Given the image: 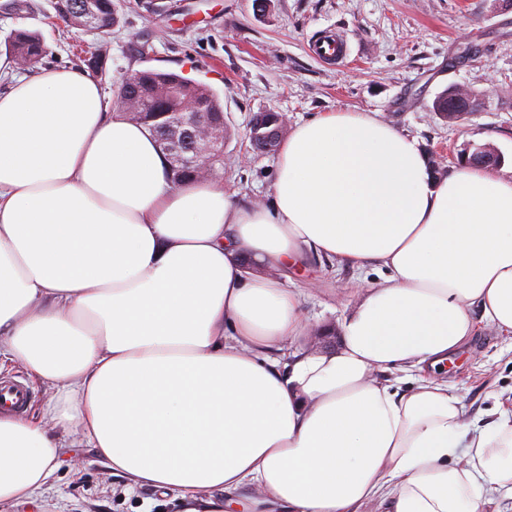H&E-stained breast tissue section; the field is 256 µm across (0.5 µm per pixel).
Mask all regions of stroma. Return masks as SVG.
<instances>
[{
    "instance_id": "stroma-1",
    "label": "stroma",
    "mask_w": 512,
    "mask_h": 512,
    "mask_svg": "<svg viewBox=\"0 0 512 512\" xmlns=\"http://www.w3.org/2000/svg\"><path fill=\"white\" fill-rule=\"evenodd\" d=\"M30 3L24 15L0 11V54L11 31L36 29L48 48L38 71L86 72L90 53L102 51L98 82L107 101H114L125 75L142 69L175 72L214 89L229 131L216 179L244 200H272L278 155L257 151L249 138L253 116L266 111L285 117L287 135L326 112H368L416 138L440 173L480 146L498 150L502 174L512 173V4L506 0H267L261 10L254 0H115L120 19L103 36L59 20L53 0ZM338 33L349 47L342 63L312 53L316 40ZM459 85L479 91L480 104L451 123L435 102ZM287 275L309 321L296 344L310 353L340 348V325L359 300V286L379 280L315 254ZM439 378L468 414L489 408L492 395L512 390V335L480 323ZM92 458L89 449H67L55 492L41 508L18 512H177L160 492H126L123 480Z\"/></svg>"
}]
</instances>
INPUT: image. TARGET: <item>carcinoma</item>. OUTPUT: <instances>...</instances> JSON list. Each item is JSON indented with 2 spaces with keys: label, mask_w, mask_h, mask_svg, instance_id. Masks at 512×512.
<instances>
[{
  "label": "carcinoma",
  "mask_w": 512,
  "mask_h": 512,
  "mask_svg": "<svg viewBox=\"0 0 512 512\" xmlns=\"http://www.w3.org/2000/svg\"><path fill=\"white\" fill-rule=\"evenodd\" d=\"M56 14L66 13L83 22V30L104 34L118 22L117 6L114 0H54ZM7 49L16 60H23L25 67L32 68L47 53L43 38L36 31H16L7 41ZM200 84L189 81L176 73L158 70H142L136 83L137 91L130 93V99L140 106V111L147 113L142 121L151 134H156L159 127L164 126L169 117L167 113L174 112L185 97H191L205 111L215 114L224 112L218 94L206 89V95L196 93ZM436 107L457 119L467 110L454 97L443 95Z\"/></svg>",
  "instance_id": "obj_1"
}]
</instances>
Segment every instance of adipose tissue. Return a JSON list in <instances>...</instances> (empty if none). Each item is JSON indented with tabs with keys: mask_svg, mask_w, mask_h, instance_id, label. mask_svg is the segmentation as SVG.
I'll use <instances>...</instances> for the list:
<instances>
[{
	"mask_svg": "<svg viewBox=\"0 0 512 512\" xmlns=\"http://www.w3.org/2000/svg\"><path fill=\"white\" fill-rule=\"evenodd\" d=\"M80 70L0 90V357L49 395L0 409V512L53 490L71 436L178 512H489L512 408L466 419L435 371L481 320L512 334V177L435 176L415 138L328 112L283 142L271 205L176 185ZM390 273L307 354L308 253ZM417 372L407 392L385 374Z\"/></svg>",
	"mask_w": 512,
	"mask_h": 512,
	"instance_id": "adipose-tissue-1",
	"label": "adipose tissue"
}]
</instances>
